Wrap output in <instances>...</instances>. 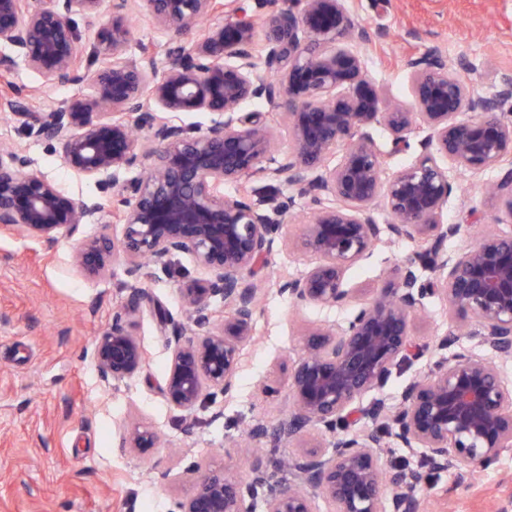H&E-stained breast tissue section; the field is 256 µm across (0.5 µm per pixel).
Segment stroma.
I'll return each mask as SVG.
<instances>
[{"instance_id":"stroma-1","label":"stroma","mask_w":512,"mask_h":512,"mask_svg":"<svg viewBox=\"0 0 512 512\" xmlns=\"http://www.w3.org/2000/svg\"><path fill=\"white\" fill-rule=\"evenodd\" d=\"M345 5L353 21L373 34L362 53L386 105L411 104L409 63L433 45L450 62L463 63L461 77L484 92H492L498 72H512V0H345ZM11 79L26 87L35 112L91 92L85 83H50L22 64ZM1 144L26 148L67 195H98L94 181L68 169L52 145L25 138L5 112H0ZM498 176L494 169L453 176L443 220L469 229L449 240V251L474 243L483 232L512 228L502 201L485 192L486 183ZM308 220L306 205L297 203L261 272L262 313L255 339L244 350L234 398L197 410L189 432L181 411L162 392L167 339L151 311H141L135 327L147 354L143 373L107 387L83 355L129 295L122 265L113 264L104 277L86 278L73 264L77 238H60L49 248L19 232L0 233V512H176L195 489L194 478L184 473L193 463L202 472L244 481L257 462L274 481L287 484L282 463L299 455L298 445L250 443L245 433L257 424L275 428L290 412L288 374L303 353L306 328L340 325L352 313L348 306H297L277 290L280 274H299L311 262L290 247ZM412 252L410 242H392L354 266L348 281L367 292L384 288L394 265ZM201 275L193 259L181 255L169 272L146 266L139 286L180 320L179 289ZM454 325L444 303L425 299L411 334L426 352L393 370L382 389L389 403L398 404L406 386L428 371L439 357L434 340ZM273 380L279 392L263 393V384ZM134 425L157 432L158 446L142 454L120 448L122 432ZM417 497L421 512H512V451L469 483L450 472L434 474Z\"/></svg>"}]
</instances>
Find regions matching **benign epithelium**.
I'll return each instance as SVG.
<instances>
[{
	"mask_svg": "<svg viewBox=\"0 0 512 512\" xmlns=\"http://www.w3.org/2000/svg\"><path fill=\"white\" fill-rule=\"evenodd\" d=\"M253 2L249 13L224 0H112L104 24L102 0H0L1 77L22 63L56 84L91 86L90 94L47 112L28 111L15 86L0 109L13 114L25 136L57 144L64 164L102 190L74 199L22 146H1L0 230L52 247L112 211L122 238L81 239L74 264L99 277L121 261L131 294L87 356L105 384L141 374L147 361L135 317L149 305L160 327L171 328L164 394L189 429L195 411L216 394H235L243 348L254 340L260 268L296 200L311 220L293 247L315 262L282 275L279 291L298 305L349 304L348 271L394 239L411 242L412 257L394 266L387 287L360 303L346 325L305 331L304 353L288 378L292 411L271 433L250 431L253 440L302 443L304 451L288 462L292 483L273 484L259 463L245 482L211 472L177 512H257L259 505L263 512H316L317 493L335 512H419L417 491L430 475L470 478L512 449V383L480 354L512 355V230L487 231L450 254L448 239L466 225L443 222L453 192L450 166L473 176L498 170L494 191L507 198L512 218V114L503 111L512 101V73L496 74L487 94L432 47L410 62L412 107H386L361 52L371 32L353 22L344 0H287L279 9L276 0ZM138 10L168 40L143 44L130 58L128 17ZM205 18L214 23L201 38H189ZM96 27V54L110 62L92 70L80 49L82 31ZM251 100L281 112L293 149L280 161L272 159L273 130L259 114L240 112ZM170 112L212 119L199 132L172 122ZM378 125L392 154L410 148L411 134L426 132L419 157L390 178L372 135ZM134 170L140 174L127 177ZM258 172L291 193H224L225 185ZM375 210L389 222L378 223ZM178 255L191 256L206 273L180 288L190 329L137 288L144 260L166 269ZM427 297L461 321L458 331L436 340L448 355L412 381L399 404L382 396L363 401L392 369L422 357L410 330ZM365 420L375 426L361 425ZM390 435L421 453L417 467L383 465L379 449ZM156 444L155 431L137 426L120 442L134 453Z\"/></svg>",
	"mask_w": 512,
	"mask_h": 512,
	"instance_id": "benign-epithelium-1",
	"label": "benign epithelium"
}]
</instances>
